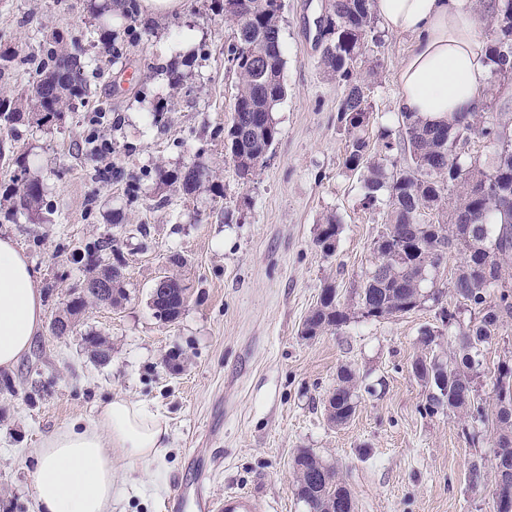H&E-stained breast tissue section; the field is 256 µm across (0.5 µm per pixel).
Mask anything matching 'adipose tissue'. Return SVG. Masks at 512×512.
I'll list each match as a JSON object with an SVG mask.
<instances>
[{
  "label": "adipose tissue",
  "instance_id": "obj_1",
  "mask_svg": "<svg viewBox=\"0 0 512 512\" xmlns=\"http://www.w3.org/2000/svg\"><path fill=\"white\" fill-rule=\"evenodd\" d=\"M385 29L410 36L394 109L441 121L480 111L490 77L474 0H371ZM44 321L42 297L27 258L0 238V369L13 370ZM168 428L147 406L115 395L98 415L58 429L34 452L37 512H116L128 486L112 470V454L160 459Z\"/></svg>",
  "mask_w": 512,
  "mask_h": 512
}]
</instances>
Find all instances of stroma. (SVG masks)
Returning <instances> with one entry per match:
<instances>
[{
	"mask_svg": "<svg viewBox=\"0 0 512 512\" xmlns=\"http://www.w3.org/2000/svg\"><path fill=\"white\" fill-rule=\"evenodd\" d=\"M332 0H282L281 40L287 95L275 119L272 150L248 183H241L224 150L236 76L226 53L236 25L214 15L210 0H183L180 12L112 20L113 45L99 42L87 0H0V40L26 50L60 34L78 41L90 63L94 92L85 111L62 112L50 124L28 122L15 133L17 153L44 186V224L0 215V237L31 262L46 320L62 315L87 277L85 246L113 238L126 297L119 305L88 302L72 333L42 330L30 353L0 387V512H37L31 453L53 431L89 419L121 394L145 404L169 428L163 460L135 463L113 454L119 480H135L121 512H166L177 482L213 466L204 485L219 498L230 491L260 497L266 512H308L294 490L291 462L307 448L336 467L357 512H491L496 489L494 431L468 419L424 410L428 389L411 364L434 331L436 351L448 357L458 327L473 313L452 291L390 319L361 317L356 293L375 262L373 245L386 201L361 204V183L344 167L349 135L337 121L344 87L328 72L318 18ZM194 43L180 87L166 69L183 39ZM121 49L112 55L111 46ZM412 46L382 32L370 43L359 76L372 86V146L381 129L398 130L393 110L396 76ZM110 146L108 163L121 180L94 179L98 162L82 152L91 132ZM212 169L215 190L185 194L160 184L159 169L195 162ZM337 216L333 254L316 243L319 226ZM180 255L182 266L171 264ZM181 279L189 289L178 320L156 318L155 281ZM335 284L350 311L340 329L312 339L303 321L322 288ZM455 316L440 319L441 308ZM94 332L112 348L95 362L82 338ZM512 355V318L475 355L478 397L492 401L497 366ZM349 366L362 383L354 417L327 420L325 402L337 373ZM477 441H469V434ZM485 483L472 489V462Z\"/></svg>",
	"mask_w": 512,
	"mask_h": 512,
	"instance_id": "obj_1",
	"label": "stroma"
}]
</instances>
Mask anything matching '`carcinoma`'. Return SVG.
Masks as SVG:
<instances>
[{"instance_id":"1","label":"carcinoma","mask_w":512,"mask_h":512,"mask_svg":"<svg viewBox=\"0 0 512 512\" xmlns=\"http://www.w3.org/2000/svg\"><path fill=\"white\" fill-rule=\"evenodd\" d=\"M88 9L98 22L103 41L110 35L108 25L114 14L132 22L138 18V0H89ZM281 10V0H244L236 15L226 11L225 0H213L214 13L237 24L236 40L228 48V62L237 76L234 115L224 128V148L245 182L251 180L279 134L274 112L287 94L282 78ZM373 31L370 0H333L322 31L324 63L345 88L337 116L350 136L344 167L360 175L364 208L377 205L380 190L389 193L384 231L373 247L376 262L357 292V306L364 318L386 319L410 312L428 300L437 302L443 291L436 287L435 275L446 255L454 251L463 256L451 288L470 306L473 324L459 332L449 360L427 351L415 358L412 372L429 389V413L446 410L474 423L490 421L495 426L493 504L499 506L498 512H512V363L504 361L498 366L492 414L476 398L469 373L472 353L490 343L504 319L512 316V205H505L502 198L504 193L512 195V115L499 112L486 120L479 112H463L435 125L413 113L404 114L398 136L388 129L381 131L384 158L376 159L367 137L371 87L357 77ZM483 38L497 92L504 93L512 88V0H494L492 20ZM21 64L34 65L37 79L24 93L25 103L0 98V161L12 162L19 169L8 194L10 216L41 224L43 184L29 175L26 158L16 154L7 139L30 116L45 123L63 108L86 99L89 87L82 78V53L57 37L54 45L40 46L24 56L0 45V80L12 78ZM474 137L494 148L492 165L483 167L478 157L467 165L461 163ZM395 150L404 153V164L392 158ZM158 179L192 194L212 186L213 174L205 165L195 163L181 170L161 169ZM433 213H446L450 219L435 222L430 219ZM339 230L340 222L334 216L320 225L316 243L328 255L334 251ZM114 247V240L108 238L84 251L90 276L81 284V295L66 304L65 315L53 320V335L66 333L87 300L115 305L125 298L121 267L99 263V253ZM186 303L187 286L177 278H170L164 288L150 294L156 317L165 322L177 320ZM348 320V310L337 300L336 286L329 283L305 318L301 335L320 336ZM82 340L95 361H109L112 349L101 336L87 333ZM360 382L355 369L341 368L332 392L336 404L326 405L331 424L351 420ZM292 468L296 495L308 512H322L330 502L336 504L335 512L351 508L349 489L336 468L314 452L298 449Z\"/></svg>"}]
</instances>
